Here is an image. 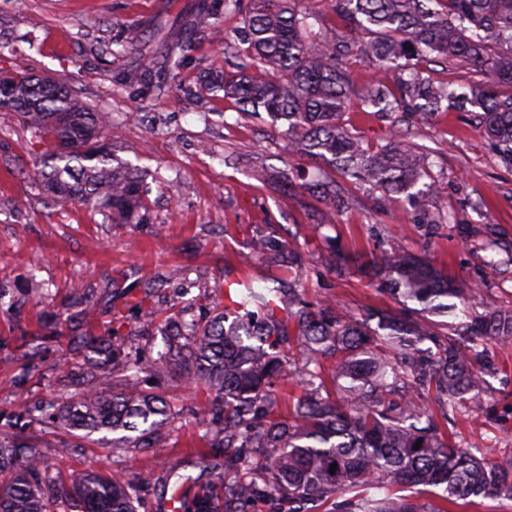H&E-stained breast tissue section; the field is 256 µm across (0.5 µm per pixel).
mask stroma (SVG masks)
Wrapping results in <instances>:
<instances>
[{
	"label": "stroma",
	"mask_w": 512,
	"mask_h": 512,
	"mask_svg": "<svg viewBox=\"0 0 512 512\" xmlns=\"http://www.w3.org/2000/svg\"><path fill=\"white\" fill-rule=\"evenodd\" d=\"M197 2L0 0V70L65 80L92 109L111 114L116 154L153 177L145 223L107 224L80 205L50 208L36 185L0 163V426L27 403L66 400L69 381L57 363L63 357L82 363L83 351L69 323L54 329L42 319L48 305H62L80 287L93 289L96 333L127 342L133 355L146 358L163 351L164 324L140 325L138 307L168 301L186 321H207L225 282L243 278L296 279L308 301L329 300L355 314L398 309L394 298L358 273L395 245L431 256L452 277L486 279L483 298L512 306V169L476 131L475 113L452 110L426 122L394 124L351 100L346 125L374 149L391 134L402 135L419 148L436 187L424 200L391 207L369 186L348 183L347 203L334 212L306 193L288 199L292 179L321 164L289 153L285 122L240 112L221 97L202 111L181 93L149 99L119 86L120 71L159 55L148 43L123 47V29L162 19L180 35V16ZM219 18V34L193 35L177 75L182 85L194 84L201 69L246 56L245 45L232 53L225 48L240 13L223 10ZM259 233L287 242L302 256V267H289L284 254L255 256L249 243ZM336 253L346 259L340 274L330 266ZM175 267L186 270V281L157 287ZM23 288L48 289L47 303L22 302ZM492 352L498 364L490 380L494 408L459 409L446 431L494 457L512 453V346ZM156 391L175 415L153 448H106L54 429L30 430L51 464V478L67 481L100 469L134 485L149 472L156 484L142 493L137 512H164V501L177 492L192 501L200 491L197 461L206 425L197 411L206 392L172 384Z\"/></svg>",
	"instance_id": "35a3bbf8"
}]
</instances>
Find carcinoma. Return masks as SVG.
<instances>
[{"label":"carcinoma","instance_id":"obj_1","mask_svg":"<svg viewBox=\"0 0 512 512\" xmlns=\"http://www.w3.org/2000/svg\"><path fill=\"white\" fill-rule=\"evenodd\" d=\"M307 0H251L240 38L246 60L230 69L207 68L185 93L199 103L222 95L242 111L268 113L287 122L288 149L329 164L342 179L370 186L391 202L404 194L417 201L435 190L425 181L423 160L393 136L371 150L342 124L351 96L364 107L409 113L429 120L438 112L467 105L479 112V131L512 167V0H329L334 33ZM218 10L202 4L186 25L197 33L218 32ZM146 38L140 26L124 30L120 43L134 48ZM190 43L167 50L164 65L125 69L120 83L144 97H161L181 85L170 75ZM356 56L379 73L368 86L354 87L344 59ZM441 58L472 73L468 91L423 76L426 58ZM0 112H12L42 150L17 168L59 210L80 204L113 224H139L145 209L141 179L112 150V115L90 110L66 84L51 91L43 79L14 74ZM307 190L333 207L343 205L341 188L326 177ZM256 254L285 245L258 236ZM402 308L377 309L360 318L338 304L304 302L281 279L257 287L224 282L228 305L210 321L193 325L169 319L167 345L142 366L127 359L124 346L83 331L95 312L86 295H76V335L87 349L84 366L95 384L77 390L48 413L49 423L81 431L111 448H152L170 419L163 396L148 392L140 374L159 382L182 367L186 386L209 391L198 410L207 422L206 450L198 467L231 476L224 493L210 485L197 495L192 512H455L475 498L512 499V455L487 460L467 446L439 436L435 418L415 405L412 394H433L443 414L467 401L484 402L497 365L488 345L512 344V309L478 302L481 284L454 281L448 270L423 256L393 247L364 268ZM465 305V321L438 324L428 315ZM300 341L306 372L302 393L289 415L276 413V387L295 378L296 356L282 348L286 337ZM334 363L336 398L323 395L324 362ZM335 472H330L332 464ZM47 459L32 440L0 435V512H52L42 478ZM135 488L103 471L59 485L81 512H135ZM442 489L441 505L424 510L398 494L400 487ZM380 488L381 495L368 490Z\"/></svg>","mask_w":512,"mask_h":512}]
</instances>
